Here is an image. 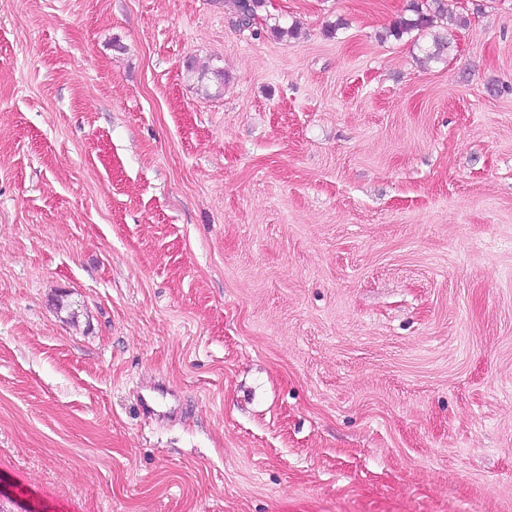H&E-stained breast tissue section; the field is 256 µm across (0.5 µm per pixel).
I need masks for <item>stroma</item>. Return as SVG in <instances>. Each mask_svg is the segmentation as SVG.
<instances>
[{
    "instance_id": "35a3bbf8",
    "label": "stroma",
    "mask_w": 512,
    "mask_h": 512,
    "mask_svg": "<svg viewBox=\"0 0 512 512\" xmlns=\"http://www.w3.org/2000/svg\"><path fill=\"white\" fill-rule=\"evenodd\" d=\"M411 2L0 0L6 512H512V0ZM227 7L234 14L235 23L240 28H251L265 6V0H225ZM454 0H421V5L418 0L413 3L412 15L408 18H401L393 24L389 29V35L395 38H401L404 34H412L416 32L415 37L418 39L425 35L432 27L436 19L446 16L450 10L449 2ZM425 2V3H424Z\"/></svg>"
}]
</instances>
